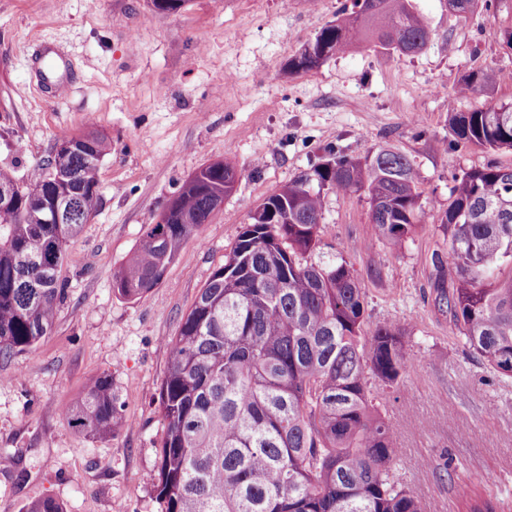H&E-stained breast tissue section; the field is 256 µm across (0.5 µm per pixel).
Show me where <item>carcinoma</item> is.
Instances as JSON below:
<instances>
[{
	"instance_id": "cac0c4a2",
	"label": "carcinoma",
	"mask_w": 512,
	"mask_h": 512,
	"mask_svg": "<svg viewBox=\"0 0 512 512\" xmlns=\"http://www.w3.org/2000/svg\"><path fill=\"white\" fill-rule=\"evenodd\" d=\"M429 38L413 0H353L288 73L315 69L358 41L409 55ZM498 81L499 72L483 69L458 94L476 98ZM450 129L464 143L512 150V104L455 112ZM107 151V138L87 131L55 149L48 172L20 182L0 169V185L16 186L0 209V358L34 349L51 332L67 293V248L83 224L48 220L67 199L92 215ZM236 179L221 160L187 179L114 274L117 293L136 300L155 288ZM325 189L365 192L375 234L395 248L423 223L411 160L385 148L328 159L262 201L168 341L157 484L164 512H422L394 479L399 449L374 393V381L393 384L405 366L404 332L390 321L363 332L365 292L343 251H322ZM441 223L449 261H436V300L469 351L512 379V167L464 172ZM67 420L83 436L123 427L109 374L88 383ZM461 504L465 512L499 508L474 487ZM19 512L63 508L44 497Z\"/></svg>"
}]
</instances>
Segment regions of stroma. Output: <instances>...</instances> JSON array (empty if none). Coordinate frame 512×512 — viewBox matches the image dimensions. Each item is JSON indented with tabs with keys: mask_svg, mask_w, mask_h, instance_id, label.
<instances>
[{
	"mask_svg": "<svg viewBox=\"0 0 512 512\" xmlns=\"http://www.w3.org/2000/svg\"><path fill=\"white\" fill-rule=\"evenodd\" d=\"M346 0H187L171 13L150 0H0V168L21 180L56 146L94 127L110 139L99 203L68 249L67 295L32 351L0 358V512L44 497L64 512H162L156 497L165 423L158 396L168 341L244 224L268 195L327 152L358 158L390 148L411 160L424 222L402 247L379 240L364 193L324 194L323 241L345 251L366 295L363 329L405 331V367L379 395L400 458L398 481L423 512H461L458 489L485 492L512 512V381L464 348L432 287L448 255L456 176L512 151L458 142L448 115L471 72L503 82L486 100L512 102V0H414L430 27L412 55L362 44L318 68L288 62L340 14ZM67 64L70 91L38 84L39 44ZM222 160L238 180L212 223L191 234L161 283L138 300L113 276L167 202L204 165ZM109 373L127 424L107 438L77 434L66 414L86 384Z\"/></svg>",
	"mask_w": 512,
	"mask_h": 512,
	"instance_id": "stroma-1",
	"label": "stroma"
}]
</instances>
